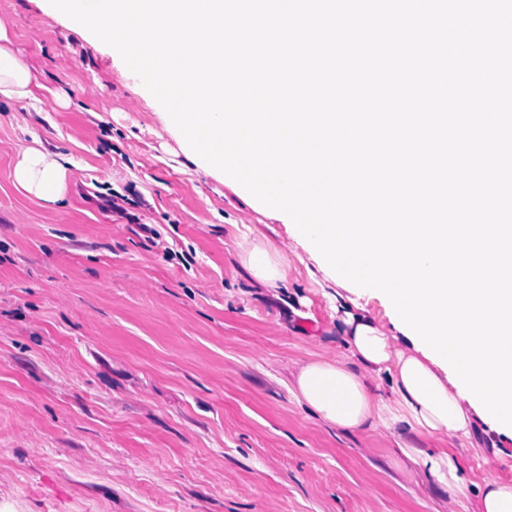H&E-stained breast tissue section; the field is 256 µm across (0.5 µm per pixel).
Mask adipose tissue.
<instances>
[{
    "label": "adipose tissue",
    "instance_id": "adipose-tissue-1",
    "mask_svg": "<svg viewBox=\"0 0 512 512\" xmlns=\"http://www.w3.org/2000/svg\"><path fill=\"white\" fill-rule=\"evenodd\" d=\"M36 80L27 65L0 44V98L32 97ZM66 167L58 155L30 149L15 168L17 183L48 202L62 199ZM243 264L260 283L277 291L287 286L275 257L256 246L246 251ZM347 359H314L293 375L296 397L325 423L346 431L401 421L419 435L444 434L468 439L475 448L491 446L492 430L468 400L460 396L447 375L415 346L396 348L398 329L384 330L364 308L353 306L342 319ZM387 377L389 396L377 393L368 376ZM398 452L433 477L449 496H456L470 478L445 448L400 444Z\"/></svg>",
    "mask_w": 512,
    "mask_h": 512
}]
</instances>
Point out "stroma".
I'll list each match as a JSON object with an SVG mask.
<instances>
[{
	"instance_id": "obj_1",
	"label": "stroma",
	"mask_w": 512,
	"mask_h": 512,
	"mask_svg": "<svg viewBox=\"0 0 512 512\" xmlns=\"http://www.w3.org/2000/svg\"><path fill=\"white\" fill-rule=\"evenodd\" d=\"M31 99H0V512H464L512 478L467 441L325 424L292 389L346 355L318 264L277 213L185 151L119 53L48 0H0ZM68 158L64 198L14 177L23 151ZM155 237H148L147 229ZM275 253L289 298L242 263ZM448 448L449 498L393 455Z\"/></svg>"
}]
</instances>
